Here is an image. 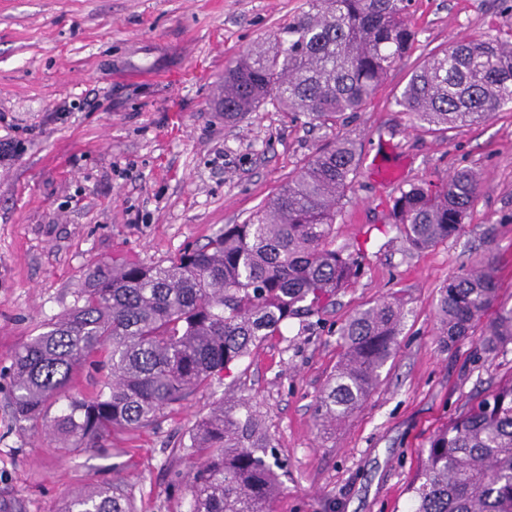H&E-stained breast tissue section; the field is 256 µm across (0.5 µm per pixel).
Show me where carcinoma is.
<instances>
[{
    "instance_id": "obj_1",
    "label": "carcinoma",
    "mask_w": 512,
    "mask_h": 512,
    "mask_svg": "<svg viewBox=\"0 0 512 512\" xmlns=\"http://www.w3.org/2000/svg\"><path fill=\"white\" fill-rule=\"evenodd\" d=\"M409 0H305L268 46L224 69V120L262 105L333 126L361 111L413 47ZM395 104L428 133L445 135L512 105V41L462 38L411 74ZM361 157L348 137L316 148L241 224L152 264L112 263L87 275L74 306L26 342L13 361L10 406L18 426L39 422L68 448L108 453L116 429L152 423L229 377L242 359L283 336L289 320L327 309L351 284L359 253L334 245L337 205ZM471 169L410 183L390 216L408 249L459 233L479 195ZM494 260L450 279L434 304L448 345L482 327L491 353L512 343V308L500 309ZM409 309L401 298L356 311L339 330V360L318 399L317 425L344 422L393 358ZM103 375L70 396L76 373ZM65 400L50 417V404ZM182 448L190 512H271L284 463L256 406L229 396L197 422ZM405 512H512V377L438 429L422 452ZM61 512H136L121 483L71 497Z\"/></svg>"
}]
</instances>
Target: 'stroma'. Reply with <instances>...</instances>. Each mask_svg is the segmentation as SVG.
Wrapping results in <instances>:
<instances>
[{"mask_svg":"<svg viewBox=\"0 0 512 512\" xmlns=\"http://www.w3.org/2000/svg\"><path fill=\"white\" fill-rule=\"evenodd\" d=\"M303 0H0V140L28 128L26 151L0 166V503L60 512L74 493L118 479L138 512H189L180 453L225 384L150 425L113 434L108 456L20 429L9 405L13 359L43 323L73 307L87 274L153 263L242 223L315 149L340 136L361 153L391 151L404 183L471 168L479 197L461 231L414 252L389 222L397 186L361 169L339 206L334 244L360 250L355 282L326 311L290 320L274 346L238 363L287 465L273 512H403L429 437L512 376V343L479 336L442 345L434 303L452 276L496 258L499 301L512 307V109L426 133L394 98L435 48L504 35L512 0H412L413 50L372 103L331 128L260 107L239 123L218 102L224 67L266 46ZM66 109L61 119L50 112ZM386 296L409 314L368 399L333 430L314 425L336 366L339 329Z\"/></svg>","mask_w":512,"mask_h":512,"instance_id":"stroma-1","label":"stroma"}]
</instances>
